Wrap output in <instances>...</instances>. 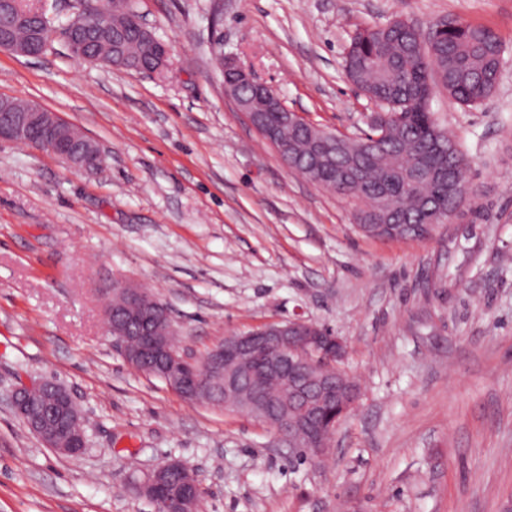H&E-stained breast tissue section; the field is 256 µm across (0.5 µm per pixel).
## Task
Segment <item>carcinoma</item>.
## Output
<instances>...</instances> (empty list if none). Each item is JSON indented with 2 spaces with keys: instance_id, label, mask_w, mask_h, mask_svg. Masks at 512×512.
Here are the masks:
<instances>
[{
  "instance_id": "1",
  "label": "carcinoma",
  "mask_w": 512,
  "mask_h": 512,
  "mask_svg": "<svg viewBox=\"0 0 512 512\" xmlns=\"http://www.w3.org/2000/svg\"><path fill=\"white\" fill-rule=\"evenodd\" d=\"M87 51L114 58L113 66L137 70L153 68L152 48L132 20L135 0L124 12L112 10V0H91L86 5ZM48 10L26 0L0 5V33L20 45L44 50L52 33ZM502 44L495 33L462 19H440L422 31L405 19L382 27L366 28L352 39L345 57L348 78L387 115L402 119L389 122L379 146L364 138L352 141L360 157L359 179L341 165L327 172L319 184L359 201L362 224L410 222L405 236L427 237L421 225L428 223L427 209L443 213L456 209L463 199L448 198V180L467 184L464 156L448 153L450 137L437 124L428 103L433 88L441 86L448 97L465 106L485 101L497 86ZM268 129L293 143L302 153L309 150L310 129L305 125H281L277 112L266 113Z\"/></svg>"
}]
</instances>
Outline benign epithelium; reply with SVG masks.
I'll return each instance as SVG.
<instances>
[{
	"mask_svg": "<svg viewBox=\"0 0 512 512\" xmlns=\"http://www.w3.org/2000/svg\"><path fill=\"white\" fill-rule=\"evenodd\" d=\"M250 85L263 90L267 84L258 81L249 68L234 59L224 60L225 93L238 111L246 115L259 133H264L268 102L260 97L243 96L239 89ZM0 109L6 118L0 119V141L24 143L46 148L69 166L87 172L103 166V152L97 142L83 135L74 138L69 122L54 112H43L31 105L26 112H12L10 105ZM320 141L309 156L307 166L322 169L326 154L336 151V144L350 138L317 129ZM112 295L132 308L147 310L145 317L135 321L142 345L133 354L139 368L158 374L169 368L177 357L165 340L154 336L156 321H170L169 312L147 291L131 284L118 282L110 288ZM107 330L121 351H126V328L117 325L116 311L104 310ZM255 360L247 374L240 378L242 357ZM346 357L343 339L330 329L307 321L265 324L245 333L224 338V344L214 348L203 369L196 373L194 385L207 382L209 374H224V395L235 402L234 408L248 411L275 429L288 446H304L321 456L330 447L329 437L337 425L357 403L353 390H344L345 378L337 363ZM274 374L282 382L279 397L271 400L259 392L258 383ZM14 411L26 422L29 430L43 445L60 453L78 455L85 447V436L73 431L80 413L68 391L53 382H38L22 386L11 397ZM299 408L302 417L290 416ZM200 488L196 475L179 461L167 462L137 485V492L156 505L160 512H187L189 500Z\"/></svg>",
	"mask_w": 512,
	"mask_h": 512,
	"instance_id": "benign-epithelium-1",
	"label": "benign epithelium"
}]
</instances>
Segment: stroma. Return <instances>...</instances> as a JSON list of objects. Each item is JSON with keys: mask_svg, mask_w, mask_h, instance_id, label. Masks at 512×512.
Instances as JSON below:
<instances>
[{"mask_svg": "<svg viewBox=\"0 0 512 512\" xmlns=\"http://www.w3.org/2000/svg\"><path fill=\"white\" fill-rule=\"evenodd\" d=\"M170 50L159 75L78 62L60 39L0 50V96L102 147L101 171L0 141V512H156L135 486L173 460L198 512H512V0H136ZM491 29L483 105L430 110L472 191L425 240L364 233L354 203L290 170L224 91L230 57L308 122L350 136L376 108L347 79L355 33L395 17ZM170 312L202 359L278 321L332 329L361 386L327 457L296 456L242 413L189 402L130 366L103 309L116 282ZM65 386L85 451L46 448L14 389Z\"/></svg>", "mask_w": 512, "mask_h": 512, "instance_id": "stroma-1", "label": "stroma"}]
</instances>
